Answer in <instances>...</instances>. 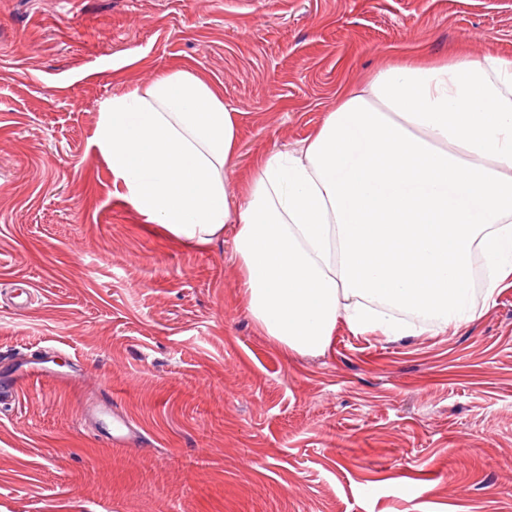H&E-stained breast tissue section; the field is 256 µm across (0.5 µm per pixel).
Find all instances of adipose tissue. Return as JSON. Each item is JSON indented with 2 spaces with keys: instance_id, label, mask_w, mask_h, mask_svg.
<instances>
[{
  "instance_id": "ef3b65f1",
  "label": "adipose tissue",
  "mask_w": 512,
  "mask_h": 512,
  "mask_svg": "<svg viewBox=\"0 0 512 512\" xmlns=\"http://www.w3.org/2000/svg\"><path fill=\"white\" fill-rule=\"evenodd\" d=\"M93 141L145 223L203 246L235 227L240 298L289 354L338 326L399 339L475 320L512 282V59L378 70L292 153L259 157L232 210L237 114L176 68L104 101Z\"/></svg>"
}]
</instances>
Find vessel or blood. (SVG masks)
<instances>
[{
    "mask_svg": "<svg viewBox=\"0 0 512 512\" xmlns=\"http://www.w3.org/2000/svg\"><path fill=\"white\" fill-rule=\"evenodd\" d=\"M49 357V352L39 351L0 359V404H11L20 387L34 382L67 384L79 379L78 370L66 373L48 367ZM83 420L92 432L111 444L128 446L136 439L130 420L113 410L105 399L91 397L84 405Z\"/></svg>",
    "mask_w": 512,
    "mask_h": 512,
    "instance_id": "b4317fda",
    "label": "vessel or blood"
}]
</instances>
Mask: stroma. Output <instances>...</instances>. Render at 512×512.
I'll return each mask as SVG.
<instances>
[{
  "label": "stroma",
  "mask_w": 512,
  "mask_h": 512,
  "mask_svg": "<svg viewBox=\"0 0 512 512\" xmlns=\"http://www.w3.org/2000/svg\"><path fill=\"white\" fill-rule=\"evenodd\" d=\"M512 58V0H0V355L82 377L0 405V512H512V287L473 322L338 327L284 355L238 292L234 229L143 223L92 140L101 103L178 67L238 111L255 158L298 150L341 90L406 57ZM135 424L84 425L89 393Z\"/></svg>",
  "instance_id": "stroma-1"
}]
</instances>
